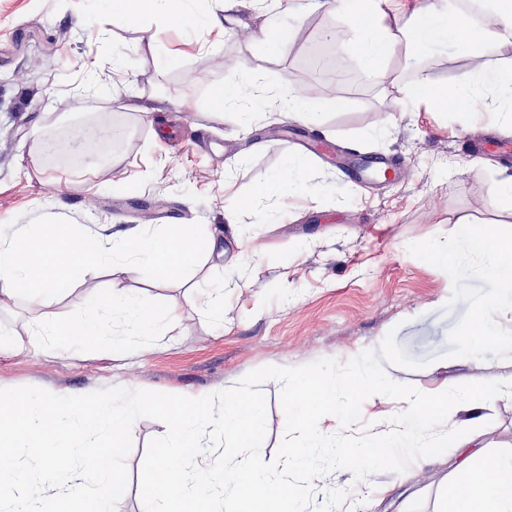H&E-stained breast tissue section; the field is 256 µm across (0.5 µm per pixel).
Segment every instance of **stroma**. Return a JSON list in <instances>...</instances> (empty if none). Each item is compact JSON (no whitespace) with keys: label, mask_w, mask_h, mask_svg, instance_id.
<instances>
[{"label":"stroma","mask_w":512,"mask_h":512,"mask_svg":"<svg viewBox=\"0 0 512 512\" xmlns=\"http://www.w3.org/2000/svg\"><path fill=\"white\" fill-rule=\"evenodd\" d=\"M203 10L228 14L225 30L177 28L151 22L152 41L112 25L99 36L100 0H0V224H27L41 215L68 219L111 242L116 231L164 224L223 226L235 199L271 178L299 143L320 146L301 191L286 211L256 217L244 211L225 236L245 245L228 248L188 276L187 285L157 287L144 275L94 271L56 297L65 316L108 288L174 306L171 336L130 354L28 347L42 311L15 297L0 299V388L33 385L60 395L124 387L170 394H210L265 366H300L322 357L347 361L378 348L388 331L418 369L387 365L386 372L425 393L446 386L512 377V359L450 358L448 335L466 312L451 303L452 282L441 269L409 254L410 243L455 232L460 223L512 227V211L494 208V184L512 177L503 153L475 150L512 129L494 124L482 106L472 113L438 112L406 104L400 89L420 72L448 84L481 65L448 43L423 58L400 55L365 78L352 50H336L331 77L315 69L328 31L345 19L294 0L269 15L256 0H203ZM289 33L282 47L261 36L269 20ZM93 67L103 97L76 101L70 87ZM263 70L268 87L289 82L312 99L337 80L347 102L325 113L320 126L288 118L277 106L248 115L207 104L206 85ZM204 82H196V75ZM163 102L152 122L138 110ZM109 107L122 127L115 163L93 169L34 159V130L63 136L73 121L89 123ZM168 137L155 142L153 130ZM271 141L255 151L257 140ZM361 156H377L396 177L366 183L352 171ZM224 291L223 326H215L200 289ZM263 454L273 459L285 417L280 384H263ZM445 429H468L493 452L512 450V397L453 408ZM162 422L138 419L126 458L128 483L117 512H144L140 472L148 442ZM448 464L415 461L401 474L380 472L358 483L350 471L317 478L316 503L331 489L348 490L341 512H437L456 449Z\"/></svg>","instance_id":"stroma-1"}]
</instances>
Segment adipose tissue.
<instances>
[{
    "label": "adipose tissue",
    "instance_id": "obj_1",
    "mask_svg": "<svg viewBox=\"0 0 512 512\" xmlns=\"http://www.w3.org/2000/svg\"><path fill=\"white\" fill-rule=\"evenodd\" d=\"M198 0H104L105 22H121L142 28L146 16H153L176 27L196 22L217 28V15L198 17ZM326 9L342 13L352 32L351 38H337L341 49H353L366 76H376L397 55L417 54L430 45L453 42L467 53H478L483 63L452 84H440L421 77L405 85L401 93L407 103L425 105L441 112H464L479 102L505 125L512 124V63L502 60L500 49L512 41V0H492L490 22L475 23L463 12L441 6L438 0H425L399 30H391L380 9V0H316ZM207 102L217 112L233 106L247 109L279 103L294 120L315 125L324 112L345 108L343 98L313 101L279 88L267 96L259 77L243 82L227 81L207 86ZM309 168L302 156L288 157L281 169L267 182L238 198L235 210L227 211V224H234L236 210L263 212L283 203ZM457 477L449 483L439 512H512V452L486 450L461 452L455 467Z\"/></svg>",
    "mask_w": 512,
    "mask_h": 512
}]
</instances>
